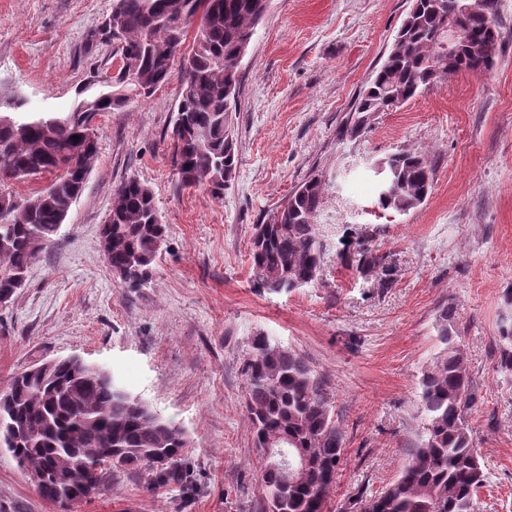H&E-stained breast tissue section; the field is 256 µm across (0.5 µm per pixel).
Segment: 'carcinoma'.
<instances>
[{
  "mask_svg": "<svg viewBox=\"0 0 512 512\" xmlns=\"http://www.w3.org/2000/svg\"><path fill=\"white\" fill-rule=\"evenodd\" d=\"M267 0H113L112 42L121 61L112 94L83 99L67 116L0 114V296H14L38 253L54 242L72 203L81 195L97 158L90 126L99 112L148 98L168 83L177 59L181 92L172 129L171 160L186 185L224 196L237 163L232 105L240 93L239 55L266 13ZM496 0H412L382 65L350 108L343 133L356 137L377 112L404 105L418 90L459 72L481 74L497 54ZM467 34L464 47L448 53V19ZM193 46L182 45L194 21ZM79 139L74 140L72 136ZM388 185L378 195L384 211L405 213L430 194L434 170L424 154L401 151L383 159ZM50 180L19 200L9 192L24 175ZM321 178L297 185L273 214L255 225L250 246L257 287L288 293L314 283L324 246L315 224ZM151 188L129 177L114 189L102 225L112 271L129 288L149 282L167 238ZM357 268L383 277L385 258L358 244ZM439 314L443 349L424 372L421 404L426 434L412 449L397 479L383 491L350 502V512H478L485 463L465 415L472 403L463 351ZM500 359L512 373V322L502 326ZM245 407L255 447L262 452L265 512H325L343 454L344 435L321 379L296 351L264 333L250 341L245 360ZM0 427L13 436L9 451L25 458L27 472L43 475L34 490L61 512L96 498L112 477L148 471L152 487L191 483L186 431L155 414L140 399L84 361H61L41 373L35 366L16 373L0 393ZM300 460L274 469L267 449ZM167 463L156 465L158 457Z\"/></svg>",
  "mask_w": 512,
  "mask_h": 512,
  "instance_id": "cac0c4a2",
  "label": "carcinoma"
}]
</instances>
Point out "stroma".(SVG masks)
<instances>
[{
  "label": "stroma",
  "instance_id": "1",
  "mask_svg": "<svg viewBox=\"0 0 512 512\" xmlns=\"http://www.w3.org/2000/svg\"><path fill=\"white\" fill-rule=\"evenodd\" d=\"M409 0H270L239 70L232 114L238 165L223 199L186 186L170 161L180 80L92 120L98 155L53 245L0 308V389L21 369L77 355L190 436L188 494L149 488L147 471L114 478L74 512H263L260 452L244 404V361L258 332L300 353L325 382L344 431L328 499L344 512L384 490L420 444V379L454 314L475 403L466 420L489 471L481 512H512V375L498 336L512 318V0H498L499 50L481 75L459 73L376 115L362 136L341 128L385 59ZM112 0H0V104L64 116L92 75L113 67L91 39ZM424 152L431 194L405 213L376 202L374 161ZM325 247L318 281L290 293L256 286V224L309 176ZM134 177L168 226L152 277L127 287L100 238L112 191ZM367 243L387 281L345 257ZM0 512H58L0 450Z\"/></svg>",
  "mask_w": 512,
  "mask_h": 512
}]
</instances>
